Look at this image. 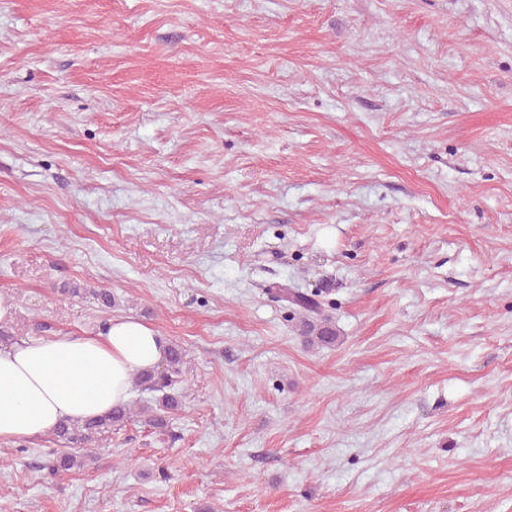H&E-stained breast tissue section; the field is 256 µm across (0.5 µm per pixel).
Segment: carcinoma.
Returning a JSON list of instances; mask_svg holds the SVG:
<instances>
[{
  "mask_svg": "<svg viewBox=\"0 0 512 512\" xmlns=\"http://www.w3.org/2000/svg\"><path fill=\"white\" fill-rule=\"evenodd\" d=\"M289 300L305 312L300 320L299 332L307 345L328 347L336 344V330L330 326L327 319L317 314L318 302L315 299L302 291L294 290L290 293ZM181 362V346L169 344L165 363L161 368L135 378V386L143 392L152 394L149 400L136 405L124 403L96 419L67 421L60 424L54 430V436L64 450L53 453V458L48 462L50 473L57 475L75 468L78 456L67 452V449L97 442L133 418L156 429L167 427L169 415L180 406Z\"/></svg>",
  "mask_w": 512,
  "mask_h": 512,
  "instance_id": "carcinoma-1",
  "label": "carcinoma"
}]
</instances>
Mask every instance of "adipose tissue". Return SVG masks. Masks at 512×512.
<instances>
[{
    "mask_svg": "<svg viewBox=\"0 0 512 512\" xmlns=\"http://www.w3.org/2000/svg\"><path fill=\"white\" fill-rule=\"evenodd\" d=\"M166 344L131 317L95 336H56L0 350V442L32 439L61 422L95 418L129 397L132 380L161 366Z\"/></svg>",
    "mask_w": 512,
    "mask_h": 512,
    "instance_id": "adipose-tissue-1",
    "label": "adipose tissue"
}]
</instances>
